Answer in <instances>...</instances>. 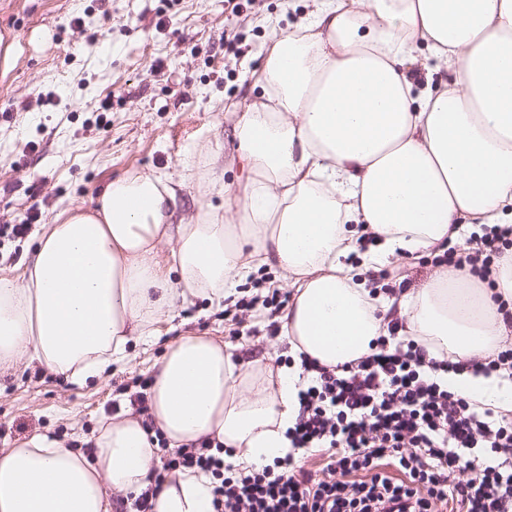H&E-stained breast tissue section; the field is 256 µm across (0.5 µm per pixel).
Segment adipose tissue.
Here are the masks:
<instances>
[{
    "label": "adipose tissue",
    "instance_id": "1",
    "mask_svg": "<svg viewBox=\"0 0 512 512\" xmlns=\"http://www.w3.org/2000/svg\"><path fill=\"white\" fill-rule=\"evenodd\" d=\"M439 71L448 78L436 86ZM257 84L232 114L246 176L230 213L180 216L166 178L132 171L44 225L20 280L0 278V374L26 355L85 382L129 342L157 339L175 300L228 298L264 265L292 291L280 318L290 365L262 371L223 341L179 336L149 387L153 428L126 413L99 426L89 453L45 435L0 448V512H113L111 491L151 487L155 512H212L210 476L156 484L159 441L208 440L248 465L285 456L302 358L358 360L393 308L429 351L485 363L506 348L512 248L488 282L440 267L390 296L371 294L366 275L512 222V0H313L273 40ZM164 241L175 247L163 259ZM447 381L512 412V382Z\"/></svg>",
    "mask_w": 512,
    "mask_h": 512
}]
</instances>
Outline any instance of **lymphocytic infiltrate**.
I'll return each mask as SVG.
<instances>
[{"label":"lymphocytic infiltrate","instance_id":"f902f5d3","mask_svg":"<svg viewBox=\"0 0 512 512\" xmlns=\"http://www.w3.org/2000/svg\"><path fill=\"white\" fill-rule=\"evenodd\" d=\"M511 246L512 225L497 226L471 251L452 247L432 263L475 265L486 277ZM405 329L392 322L354 364L304 361L310 381L287 432L290 454L240 469L203 442L166 452L156 482L209 473L215 512H512V415L450 391L439 372L469 363L428 352ZM313 451L326 461L319 479L294 464ZM465 469L470 479H460Z\"/></svg>","mask_w":512,"mask_h":512}]
</instances>
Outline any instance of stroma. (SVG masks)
Listing matches in <instances>:
<instances>
[{
    "instance_id": "stroma-1",
    "label": "stroma",
    "mask_w": 512,
    "mask_h": 512,
    "mask_svg": "<svg viewBox=\"0 0 512 512\" xmlns=\"http://www.w3.org/2000/svg\"><path fill=\"white\" fill-rule=\"evenodd\" d=\"M305 10L304 0H0V277H19L42 225L131 171L177 183L184 215L223 205L204 178L210 152L235 153L228 108L257 95L266 48ZM33 205L40 222L11 235ZM168 326L80 385L20 359L0 378V448L35 434L87 448L102 420L148 392L166 345L186 333L246 360L289 359L266 320L246 319L231 336L223 306L206 298L175 302Z\"/></svg>"
}]
</instances>
